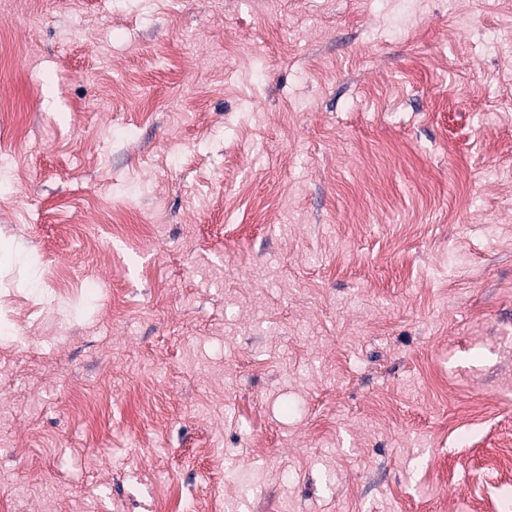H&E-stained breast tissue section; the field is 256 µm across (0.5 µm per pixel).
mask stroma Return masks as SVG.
<instances>
[{
    "label": "stroma",
    "instance_id": "35a3bbf8",
    "mask_svg": "<svg viewBox=\"0 0 512 512\" xmlns=\"http://www.w3.org/2000/svg\"><path fill=\"white\" fill-rule=\"evenodd\" d=\"M0 512H512V0H0Z\"/></svg>",
    "mask_w": 512,
    "mask_h": 512
}]
</instances>
